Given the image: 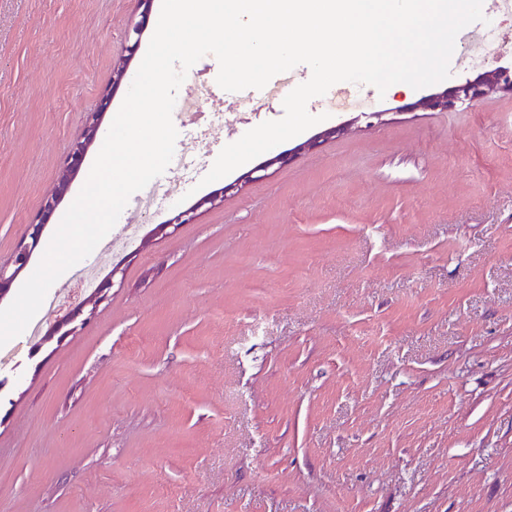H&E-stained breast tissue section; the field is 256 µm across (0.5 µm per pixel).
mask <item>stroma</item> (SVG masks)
I'll use <instances>...</instances> for the list:
<instances>
[{
    "label": "stroma",
    "instance_id": "35a3bbf8",
    "mask_svg": "<svg viewBox=\"0 0 512 512\" xmlns=\"http://www.w3.org/2000/svg\"><path fill=\"white\" fill-rule=\"evenodd\" d=\"M138 0H0V262L113 86ZM204 151L179 137L174 196L121 222L122 285L63 338L0 347V512H512V95L449 112L426 95L309 100L344 135L289 165L202 184L221 149L284 115L193 66ZM378 112L370 126L362 112ZM211 203H204V196ZM192 223L161 235L180 207Z\"/></svg>",
    "mask_w": 512,
    "mask_h": 512
}]
</instances>
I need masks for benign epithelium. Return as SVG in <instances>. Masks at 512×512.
<instances>
[{
	"label": "benign epithelium",
	"mask_w": 512,
	"mask_h": 512,
	"mask_svg": "<svg viewBox=\"0 0 512 512\" xmlns=\"http://www.w3.org/2000/svg\"><path fill=\"white\" fill-rule=\"evenodd\" d=\"M143 6L142 20L135 23L128 29L124 42L123 58L114 70L113 84H120L127 75L129 61L138 52L142 35L147 19L151 13L153 0H140ZM113 88H105L100 96L99 110L91 113L86 122L84 136L81 140L69 145L64 155V173L59 186V192L43 201L39 212L28 225V239L22 241L13 253L12 259L6 264L0 263V299L4 298L10 290V286L16 277L27 267L33 252L38 247L44 229L49 222L50 216L56 210L61 198L68 190L72 178L80 172L85 157L90 147L96 142L103 121L105 112L109 109L112 101ZM503 93L512 95V69L506 67H495L480 73L475 79L467 80L453 88L429 95L420 99L416 106L431 111H452L460 103L476 105L486 97ZM194 218L193 209L189 208L178 212L174 217L156 227L159 232H165L170 227H177L187 224ZM113 282L101 284L92 294L85 298L73 308L62 320L58 321L49 331L48 336H54L69 325L74 318L83 313L86 306L97 307L105 299L107 286Z\"/></svg>",
	"instance_id": "obj_1"
}]
</instances>
